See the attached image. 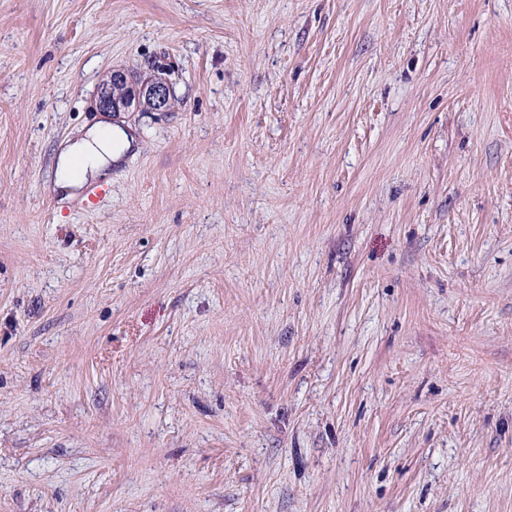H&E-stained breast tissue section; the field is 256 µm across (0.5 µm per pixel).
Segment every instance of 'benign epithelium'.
Here are the masks:
<instances>
[{"label": "benign epithelium", "mask_w": 512, "mask_h": 512, "mask_svg": "<svg viewBox=\"0 0 512 512\" xmlns=\"http://www.w3.org/2000/svg\"><path fill=\"white\" fill-rule=\"evenodd\" d=\"M174 101L166 80L145 82L123 70H114L99 85L95 108L101 112H168Z\"/></svg>", "instance_id": "obj_1"}]
</instances>
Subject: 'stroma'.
Segmentation results:
<instances>
[{"instance_id": "obj_1", "label": "stroma", "mask_w": 512, "mask_h": 512, "mask_svg": "<svg viewBox=\"0 0 512 512\" xmlns=\"http://www.w3.org/2000/svg\"><path fill=\"white\" fill-rule=\"evenodd\" d=\"M0 512H512V0H0ZM175 98L162 78L140 81L123 70H112L99 85L95 108L100 112H168ZM137 145L136 138L123 127L113 125L104 115L83 126L59 145L54 158L58 179L56 188L65 199L79 195L84 186L112 176V165Z\"/></svg>"}]
</instances>
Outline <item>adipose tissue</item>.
<instances>
[{
  "mask_svg": "<svg viewBox=\"0 0 512 512\" xmlns=\"http://www.w3.org/2000/svg\"><path fill=\"white\" fill-rule=\"evenodd\" d=\"M137 145L134 135L104 117L83 126L56 151V188L64 198L79 195L92 181L112 175V166Z\"/></svg>",
  "mask_w": 512,
  "mask_h": 512,
  "instance_id": "obj_1",
  "label": "adipose tissue"
}]
</instances>
